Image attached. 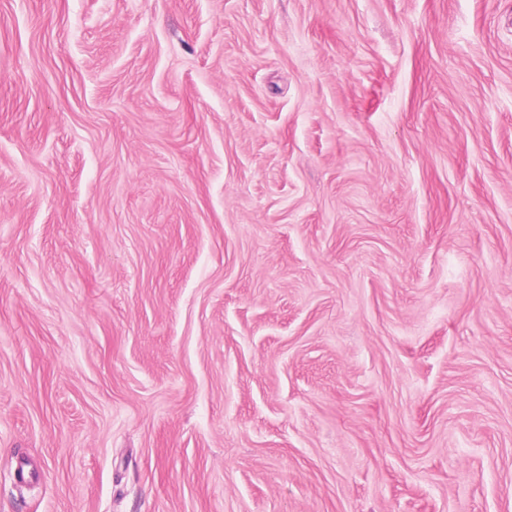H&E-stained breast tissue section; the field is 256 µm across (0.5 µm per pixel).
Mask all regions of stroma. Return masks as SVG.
<instances>
[{"instance_id":"35a3bbf8","label":"stroma","mask_w":512,"mask_h":512,"mask_svg":"<svg viewBox=\"0 0 512 512\" xmlns=\"http://www.w3.org/2000/svg\"><path fill=\"white\" fill-rule=\"evenodd\" d=\"M0 512H512V0H0Z\"/></svg>"}]
</instances>
